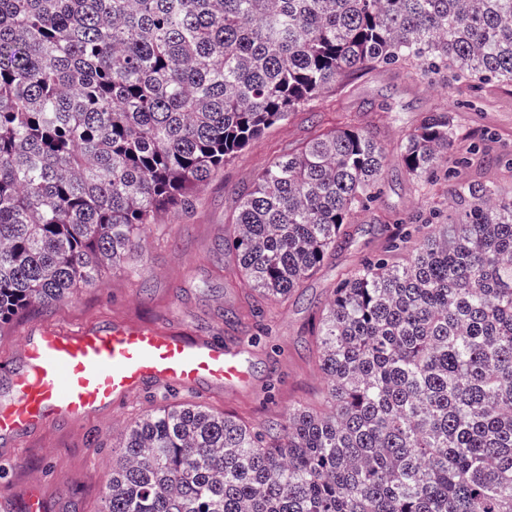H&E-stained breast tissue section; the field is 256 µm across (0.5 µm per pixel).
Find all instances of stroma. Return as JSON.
<instances>
[{
	"label": "stroma",
	"mask_w": 512,
	"mask_h": 512,
	"mask_svg": "<svg viewBox=\"0 0 512 512\" xmlns=\"http://www.w3.org/2000/svg\"><path fill=\"white\" fill-rule=\"evenodd\" d=\"M430 110L451 112L460 135L491 134L502 150L512 152V91L494 85L465 90L447 77L431 81L403 68L367 71L233 154L197 188L192 210L166 213L142 229V250L124 268H105L95 284L73 289L56 304L30 306L1 323L0 361L15 359L23 336L35 328L117 319L245 342L252 381L231 393L149 389L105 415L63 421L14 447H0V464L7 468L0 478V501H12L14 512H25L20 492L33 482L47 512L65 503L71 512H101L107 467L121 454L125 427L167 403L200 404L264 428L282 422L289 404L318 401L324 382L314 334L340 272L382 251L399 225L442 224L454 217L448 179L437 172L432 189H425L396 157H389L381 193L372 207L354 215L347 242L286 304H266L258 313L224 245L240 193L253 185L269 159L297 151L337 123L374 131L390 150Z\"/></svg>",
	"instance_id": "1"
}]
</instances>
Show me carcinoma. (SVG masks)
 <instances>
[{
  "label": "carcinoma",
  "instance_id": "1",
  "mask_svg": "<svg viewBox=\"0 0 512 512\" xmlns=\"http://www.w3.org/2000/svg\"><path fill=\"white\" fill-rule=\"evenodd\" d=\"M390 65L512 87V0H0V321L128 263L226 159ZM458 140L427 112L393 154L422 180ZM385 165L349 125L264 165L226 240L256 301L320 268ZM447 178L458 223L342 274L320 407L275 435L165 405L127 426L103 512H512V188Z\"/></svg>",
  "mask_w": 512,
  "mask_h": 512
}]
</instances>
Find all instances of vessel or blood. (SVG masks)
<instances>
[{
    "label": "vessel or blood",
    "mask_w": 512,
    "mask_h": 512,
    "mask_svg": "<svg viewBox=\"0 0 512 512\" xmlns=\"http://www.w3.org/2000/svg\"><path fill=\"white\" fill-rule=\"evenodd\" d=\"M5 371L16 396L0 408L4 447L56 422L108 412L148 388L224 392L251 381L241 347L118 320L37 328Z\"/></svg>",
    "instance_id": "1"
}]
</instances>
